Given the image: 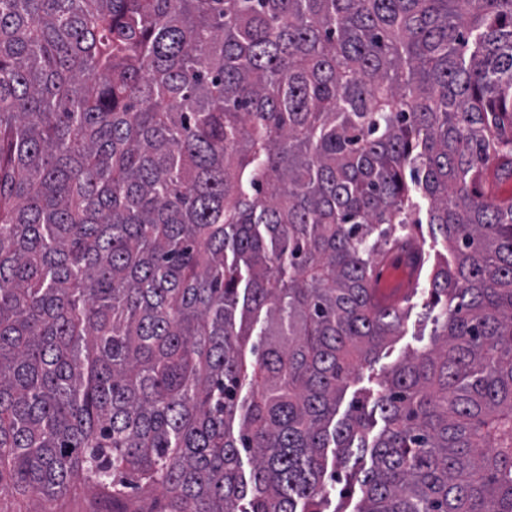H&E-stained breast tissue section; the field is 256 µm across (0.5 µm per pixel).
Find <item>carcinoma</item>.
<instances>
[{"instance_id": "obj_1", "label": "carcinoma", "mask_w": 512, "mask_h": 512, "mask_svg": "<svg viewBox=\"0 0 512 512\" xmlns=\"http://www.w3.org/2000/svg\"><path fill=\"white\" fill-rule=\"evenodd\" d=\"M511 181L512 0H0V497L512 512ZM419 233L425 239V250L430 254V265L425 269L418 279L416 289L409 299L406 311L407 315L403 321L399 336H394L393 340L386 345L379 354L376 363L371 369H365L363 373L351 381L344 399L339 406L336 414V420L343 417L350 401L362 390L373 388L375 390V379L383 371L399 361L405 354L429 347L432 342L433 323L426 314L424 303L427 297V291L430 286V272L434 261V253L440 251L446 253L443 249L441 240L435 244L429 225L422 224ZM371 378L373 380L371 381ZM401 269L403 270L402 276L392 275L387 271L379 280L372 283V295L378 306H396L408 294L410 270L404 267ZM340 489L341 487L337 488L336 493L329 496L327 510L333 511L337 508H346L347 511H353L361 497L358 483H356L355 486H349L341 491ZM164 504H166V498L163 494L150 489L133 492L126 501L129 509L138 510V512H159Z\"/></svg>"}]
</instances>
